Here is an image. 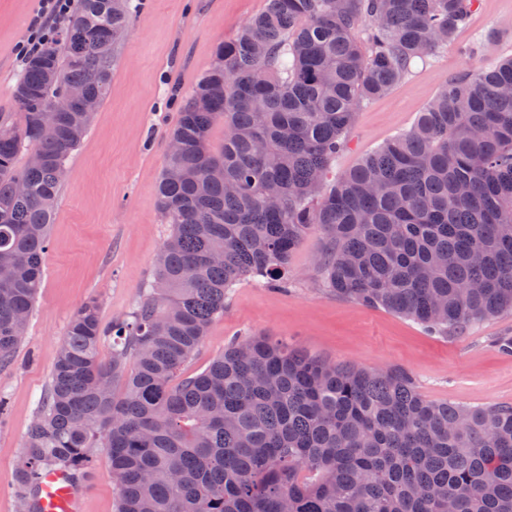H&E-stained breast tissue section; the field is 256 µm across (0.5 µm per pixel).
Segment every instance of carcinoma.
Returning a JSON list of instances; mask_svg holds the SVG:
<instances>
[{"label":"carcinoma","mask_w":512,"mask_h":512,"mask_svg":"<svg viewBox=\"0 0 512 512\" xmlns=\"http://www.w3.org/2000/svg\"><path fill=\"white\" fill-rule=\"evenodd\" d=\"M476 2L267 0L215 47L169 135L157 195L171 232L151 281L106 328L95 301L74 313L17 467L24 509L40 473L82 476L104 448L116 512H512V404L433 402L402 369L264 335L186 372L240 280L287 282L315 227L339 297L444 337L512 312V57L448 81L411 130L329 178L359 108L448 46ZM134 13L74 0L18 71L19 121L0 114V365L26 333L92 117L65 89L105 101ZM26 146L42 164L16 167Z\"/></svg>","instance_id":"1"}]
</instances>
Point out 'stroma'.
<instances>
[{
  "label": "stroma",
  "mask_w": 512,
  "mask_h": 512,
  "mask_svg": "<svg viewBox=\"0 0 512 512\" xmlns=\"http://www.w3.org/2000/svg\"><path fill=\"white\" fill-rule=\"evenodd\" d=\"M36 0H0V112L14 109L19 64L14 48ZM265 0H141L115 49L112 86L69 159L50 229L44 276L27 333L0 367V512H18L16 469L50 370L73 313L96 300L103 325L128 313L143 292L170 234L157 185L181 99L219 42L232 38ZM512 57V0H481L448 49L416 61L385 96L355 116L331 172L341 176L394 135L410 130L448 80ZM324 247L311 232L289 261L285 288L242 279L208 326L190 370L203 371L225 345L257 335L285 337L304 352L367 369L400 368L432 401L468 407L512 404V355L497 340L512 336V313L481 321L454 339L415 321L331 294L316 267ZM83 512H115L117 490L107 456L95 449Z\"/></svg>",
  "instance_id": "stroma-1"
}]
</instances>
